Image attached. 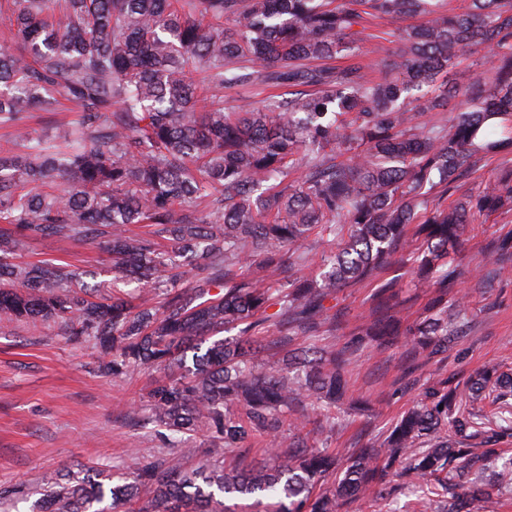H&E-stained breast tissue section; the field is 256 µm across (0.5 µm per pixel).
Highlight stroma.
I'll list each match as a JSON object with an SVG mask.
<instances>
[{
  "label": "stroma",
  "instance_id": "stroma-1",
  "mask_svg": "<svg viewBox=\"0 0 512 512\" xmlns=\"http://www.w3.org/2000/svg\"><path fill=\"white\" fill-rule=\"evenodd\" d=\"M511 230L512 215L490 217L471 231L460 253L469 272L464 287L470 292V326L444 354L407 375L405 340L382 351L365 350L351 366V400L336 406L332 432L318 433L311 400L302 399L295 411L309 416L307 429L317 432L316 447L332 452L378 446L429 379L463 378L482 365L512 366V276L486 291L474 275L485 244ZM18 259L70 264L84 271L89 285L112 286V256L101 243L31 235ZM375 289V283L367 282L337 292L332 304L340 325L325 333L326 342L340 345L348 340L367 317ZM102 361L93 342L68 336L52 319L22 322L11 333L0 334V512H32L44 481L76 464L108 468L120 478L127 474V449H138L146 461L172 450L192 469L209 448L203 431L172 445L155 424L133 425L154 372L144 369L115 379L103 370Z\"/></svg>",
  "mask_w": 512,
  "mask_h": 512
}]
</instances>
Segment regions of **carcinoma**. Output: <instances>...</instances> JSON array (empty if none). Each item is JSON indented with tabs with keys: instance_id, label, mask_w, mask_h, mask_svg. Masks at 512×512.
<instances>
[{
	"instance_id": "cac0c4a2",
	"label": "carcinoma",
	"mask_w": 512,
	"mask_h": 512,
	"mask_svg": "<svg viewBox=\"0 0 512 512\" xmlns=\"http://www.w3.org/2000/svg\"><path fill=\"white\" fill-rule=\"evenodd\" d=\"M1 9L18 47L0 48V125L22 150H0V330L68 322L113 377L159 373L146 421L202 429L213 444L192 470L168 454L145 463L129 453L135 482L110 488L107 507L98 477L111 475L66 474L47 482L42 512H232L226 495L253 496L260 512H338L370 494L385 499L399 467L421 512L443 503L480 512L512 495V456L499 466L495 449L512 437V372L495 367L427 383L377 448L330 454L294 435L279 465L248 461L250 440L279 433L301 397L329 408L345 398L366 340L384 348L400 335L391 310L404 302L402 284L377 288L371 320L342 346L296 349L302 378L256 368L267 324L283 341L335 330L326 301L377 279L395 257L428 288L410 365L446 351L467 322L457 248L476 218L512 211V169L450 205L442 199L481 159L512 149V0H468L452 14L441 0H4ZM366 15L408 22L379 81L357 62L322 65L385 51L377 39L362 48ZM481 50L490 68L474 77L461 64ZM251 83L288 96L224 105L221 91ZM62 103L81 113L79 130L59 135L65 146L20 125L21 113ZM447 106L448 123L420 121ZM296 169L301 180L286 184ZM271 181L281 189L262 193ZM187 200L205 207L177 215ZM409 224L421 239L413 250ZM315 230L340 238L324 270L273 294L266 273L304 266ZM30 234L105 237L112 271L143 290L105 296L77 268L17 264ZM511 261L512 235L490 240L481 284ZM183 262L197 271L190 288L176 287Z\"/></svg>"
}]
</instances>
